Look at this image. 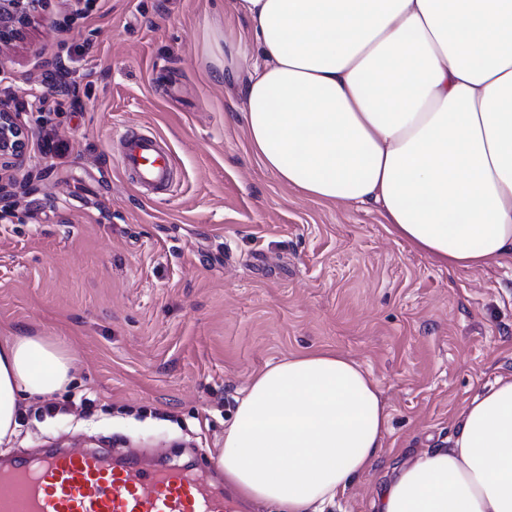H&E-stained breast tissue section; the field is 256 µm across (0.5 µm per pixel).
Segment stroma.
Instances as JSON below:
<instances>
[{
  "mask_svg": "<svg viewBox=\"0 0 512 512\" xmlns=\"http://www.w3.org/2000/svg\"><path fill=\"white\" fill-rule=\"evenodd\" d=\"M246 29L231 0H41L8 50L0 98L31 131L14 172L31 191L0 200V336H51L77 357L65 391L25 402L9 452L104 445L193 463L220 488L215 460L253 377L337 351L390 420L326 512H374L387 474L447 445L467 403L512 372V261L448 270L390 234L377 205H326L266 170L221 76ZM56 58L63 93L43 68ZM126 126L171 149L168 194L123 175L112 137ZM47 135L65 151L45 153Z\"/></svg>",
  "mask_w": 512,
  "mask_h": 512,
  "instance_id": "1",
  "label": "stroma"
}]
</instances>
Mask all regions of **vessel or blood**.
Listing matches in <instances>:
<instances>
[{
	"mask_svg": "<svg viewBox=\"0 0 512 512\" xmlns=\"http://www.w3.org/2000/svg\"><path fill=\"white\" fill-rule=\"evenodd\" d=\"M126 177L155 195L170 192L175 162L160 139L136 127L113 137ZM197 470L150 465L106 448L48 449L0 462V512H237Z\"/></svg>",
	"mask_w": 512,
	"mask_h": 512,
	"instance_id": "1",
	"label": "vessel or blood"
}]
</instances>
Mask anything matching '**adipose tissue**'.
I'll use <instances>...</instances> for the list:
<instances>
[{"instance_id": "obj_1", "label": "adipose tissue", "mask_w": 512, "mask_h": 512, "mask_svg": "<svg viewBox=\"0 0 512 512\" xmlns=\"http://www.w3.org/2000/svg\"><path fill=\"white\" fill-rule=\"evenodd\" d=\"M257 55L241 86L263 167L324 204H377L448 269L512 259V0H232ZM70 350L0 336V445ZM389 412L361 365L293 355L257 375L216 459L241 500L323 512L369 469ZM375 512H512V373L475 395L448 447L393 468Z\"/></svg>"}]
</instances>
